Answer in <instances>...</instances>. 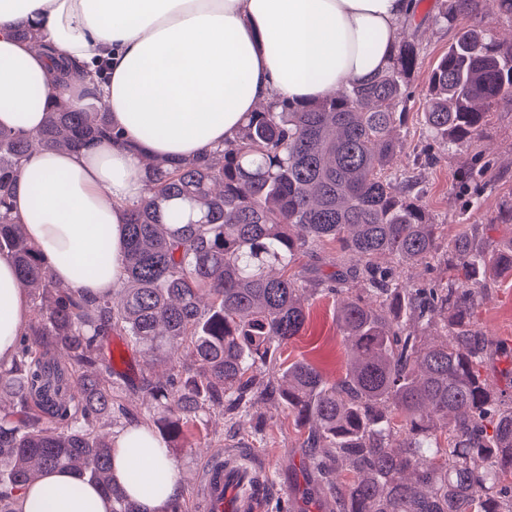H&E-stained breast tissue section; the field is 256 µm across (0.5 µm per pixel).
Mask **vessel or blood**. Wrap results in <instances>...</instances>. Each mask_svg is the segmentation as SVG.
I'll use <instances>...</instances> for the list:
<instances>
[{
    "mask_svg": "<svg viewBox=\"0 0 512 512\" xmlns=\"http://www.w3.org/2000/svg\"><path fill=\"white\" fill-rule=\"evenodd\" d=\"M270 495L264 469L243 471L231 451L212 461L205 484L206 504H217L220 512H259Z\"/></svg>",
    "mask_w": 512,
    "mask_h": 512,
    "instance_id": "b4317fda",
    "label": "vessel or blood"
}]
</instances>
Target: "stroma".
<instances>
[{"label": "stroma", "mask_w": 512, "mask_h": 512, "mask_svg": "<svg viewBox=\"0 0 512 512\" xmlns=\"http://www.w3.org/2000/svg\"><path fill=\"white\" fill-rule=\"evenodd\" d=\"M446 0H421L422 62L412 74L408 90L409 114L400 137L404 150L397 161L399 170L417 178L420 199L433 223L438 224V243L448 241L462 227H478L483 243H499L512 237V224L502 223L506 210L512 209V95L502 96L488 110L486 122L471 143L462 149L444 147L422 126V106L428 95V76L432 64L448 50L456 27L488 28L490 37L512 38V17L499 15L484 18L461 14L455 27L434 25L433 16L443 9ZM431 146L439 156L436 165L423 167L417 154ZM486 289L472 317L474 328L495 341L512 344V274L490 272L484 277ZM338 303L335 298H314L308 318L298 336L281 345L282 363L306 359L314 363L327 378L335 380L345 374L344 344L336 322ZM265 418L261 430L250 422L230 417L212 416L208 422L210 447L224 449L241 446L247 457L269 468L275 479L267 512H334L335 505L320 487L303 441V428L284 407L258 405ZM207 447V448H210ZM205 447L174 449L185 512H199L196 482L203 467Z\"/></svg>", "instance_id": "stroma-1"}]
</instances>
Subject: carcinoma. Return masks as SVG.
I'll return each instance as SVG.
<instances>
[{"mask_svg": "<svg viewBox=\"0 0 512 512\" xmlns=\"http://www.w3.org/2000/svg\"><path fill=\"white\" fill-rule=\"evenodd\" d=\"M458 0L433 17L452 26ZM415 29L392 64L335 95L307 103L259 102L235 137L210 158L147 163V201L123 222L122 278L112 297L76 294L54 279L12 197L37 147L78 151L118 139L95 93L78 109L53 106L37 135L0 127V255L31 297V319L12 360L0 362V512L43 472H72L112 497V512H139L111 476L112 429L144 426L167 448L214 413L245 418L258 400L285 404L308 428L311 466L336 512H512V345L471 322L480 273L512 270V239L486 254L472 231L439 253L437 225L394 171L403 143L408 81L421 63ZM512 94V46L461 27L432 68L422 112L426 132L464 147L486 110ZM325 240L359 257L333 271L292 274L296 257ZM387 259V265L379 259ZM444 261L455 274L411 288L405 264ZM351 294L337 312L348 358L327 379L307 360L282 366L277 346L297 336L305 302ZM170 364L166 379L142 373L150 407L121 421L107 383L103 341ZM492 360L507 390L480 368ZM288 389L273 388L276 376ZM343 471L352 481L342 483Z\"/></svg>", "mask_w": 512, "mask_h": 512, "instance_id": "1", "label": "carcinoma"}]
</instances>
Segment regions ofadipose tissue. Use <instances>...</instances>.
Returning <instances> with one entry per match:
<instances>
[{
	"label": "adipose tissue",
	"mask_w": 512,
	"mask_h": 512,
	"mask_svg": "<svg viewBox=\"0 0 512 512\" xmlns=\"http://www.w3.org/2000/svg\"><path fill=\"white\" fill-rule=\"evenodd\" d=\"M416 0H0V126L33 136L60 93L49 48L81 64L68 98L97 90L122 131L77 152L32 151L14 211L57 280L90 296L121 278V218L147 196L144 158H195L232 139L257 102H305L392 62ZM38 29L43 47L17 39ZM88 268L76 277L77 268ZM29 318L0 256V359ZM113 478L141 512L179 491L176 466L144 427L116 440ZM20 512H112L98 488L53 471L18 494Z\"/></svg>",
	"instance_id": "1"
}]
</instances>
